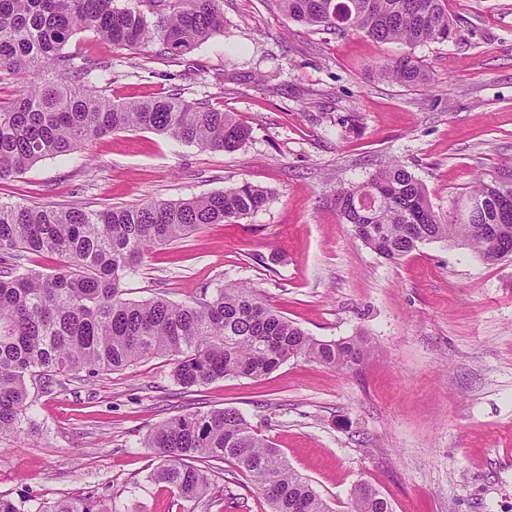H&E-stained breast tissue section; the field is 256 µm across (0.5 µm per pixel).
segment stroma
<instances>
[{"mask_svg":"<svg viewBox=\"0 0 512 512\" xmlns=\"http://www.w3.org/2000/svg\"><path fill=\"white\" fill-rule=\"evenodd\" d=\"M224 32L177 58L158 43L128 51L90 32L65 54L109 62L93 86L115 101L176 93L235 113L251 134L205 150L149 130L0 180V203L97 210L206 196L247 181L267 204L152 252L128 299L177 302L229 280L318 340L360 336L353 369L294 357L261 378L186 388L170 357L79 373L35 394L29 419L0 437V494L52 502L90 495L121 512H188L143 437L195 411L237 410L311 484L350 512L367 482L392 512H512V260L419 244L391 263L336 207L338 188L392 160L448 212L477 175L512 164V0H446L455 36L417 47L289 21L275 0H223ZM420 60L424 83L381 78L377 63ZM224 512H270L248 473L204 462Z\"/></svg>","mask_w":512,"mask_h":512,"instance_id":"obj_1","label":"stroma"}]
</instances>
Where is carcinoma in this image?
<instances>
[{
    "instance_id": "carcinoma-1",
    "label": "carcinoma",
    "mask_w": 512,
    "mask_h": 512,
    "mask_svg": "<svg viewBox=\"0 0 512 512\" xmlns=\"http://www.w3.org/2000/svg\"><path fill=\"white\" fill-rule=\"evenodd\" d=\"M221 0H0V82L25 76L18 97L0 104V179L37 162L78 151L116 131L152 130L202 149L232 152L250 129L233 113L176 94L116 103L85 78L97 64L61 53L78 32L91 31L115 49L149 43L183 56L224 33ZM288 20L338 34L411 46L446 42L455 32L444 0H277ZM380 76L404 86L425 80L420 61L406 56L379 66ZM512 198V167L478 178L448 216L434 210L423 184L396 162L367 180L339 188L336 207L346 224L366 228L363 243L396 263L419 244L466 239L480 258L505 241L512 217L498 219L499 199ZM482 202L480 223L498 225L497 237L474 238L460 219L469 200ZM267 192L243 182L208 196L146 201L97 211L0 203V435L21 428L34 405L28 382L80 371H118L154 355L171 358L183 387L224 377L260 378L304 356L339 369L368 354L361 338L321 341L272 309L259 290L227 281L190 302L166 297L124 298V281L152 250L207 224H236L262 208ZM55 256L51 273L19 264L25 254ZM162 464L157 478L185 502L218 508L195 460L227 461L249 473L273 512H331L305 478L234 409L195 411L157 425L142 441ZM0 512H120L90 496L52 504L0 495ZM352 512H391L371 485L353 491Z\"/></svg>"
}]
</instances>
